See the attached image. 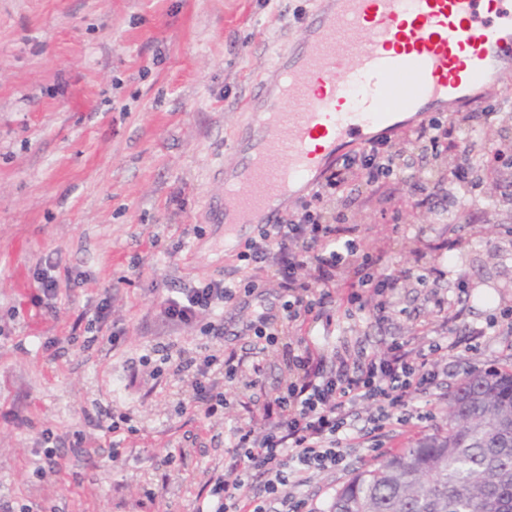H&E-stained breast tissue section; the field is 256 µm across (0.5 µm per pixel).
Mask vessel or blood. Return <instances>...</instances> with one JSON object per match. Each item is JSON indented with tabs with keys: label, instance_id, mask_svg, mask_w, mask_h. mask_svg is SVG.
I'll return each instance as SVG.
<instances>
[{
	"label": "vessel or blood",
	"instance_id": "b4317fda",
	"mask_svg": "<svg viewBox=\"0 0 512 512\" xmlns=\"http://www.w3.org/2000/svg\"><path fill=\"white\" fill-rule=\"evenodd\" d=\"M505 28L512 0H317L249 96L216 222L279 223L283 198L343 145H367L366 128L405 111L428 117L452 97L473 103L488 72L512 67L497 38ZM286 102L302 108L283 112Z\"/></svg>",
	"mask_w": 512,
	"mask_h": 512
}]
</instances>
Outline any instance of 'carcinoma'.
Listing matches in <instances>:
<instances>
[{
	"mask_svg": "<svg viewBox=\"0 0 512 512\" xmlns=\"http://www.w3.org/2000/svg\"><path fill=\"white\" fill-rule=\"evenodd\" d=\"M329 512H512V369L466 374L434 433L355 473Z\"/></svg>",
	"mask_w": 512,
	"mask_h": 512,
	"instance_id": "cac0c4a2",
	"label": "carcinoma"
}]
</instances>
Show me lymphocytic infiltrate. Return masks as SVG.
Returning <instances> with one entry per match:
<instances>
[{
    "mask_svg": "<svg viewBox=\"0 0 512 512\" xmlns=\"http://www.w3.org/2000/svg\"><path fill=\"white\" fill-rule=\"evenodd\" d=\"M406 137L429 143L436 153L452 149L464 156L465 164L448 171V181L455 185L467 182L475 167L493 153L485 141L461 136L455 127L434 117L411 128ZM399 165L385 139L344 155L326 169L310 198L300 199L280 223L260 225L257 235L246 241L241 258L250 265L248 275L184 286L162 300V316L177 326H201L204 335L220 339L223 324H199L201 314L240 303L257 289L276 288L280 314L263 307L253 311L247 324L253 333L248 351L261 354L273 343L277 322L298 328L310 321L333 323V292L341 270L351 275L347 315L369 304L376 312H385L397 288L413 277V270L381 272L382 257L365 252L356 240L341 239L324 205L351 186L377 184ZM458 346V341L445 337L431 340L424 351L396 340L380 355L308 346L289 353L288 382L252 410L247 426L234 430V462L227 472L213 477L205 512H307V500L294 496L293 488L341 467L344 449L369 435L410 428V406L418 397L440 389L439 360ZM179 367L192 370L193 401L209 417L225 404L220 379H236L246 368L247 385L254 388L262 372L260 364L245 366L233 352L224 358L213 354L187 358ZM360 405L371 409L367 421H360L355 412ZM258 474L265 481L262 491L254 493L250 486Z\"/></svg>",
    "mask_w": 512,
    "mask_h": 512,
    "instance_id": "1",
    "label": "lymphocytic infiltrate"
}]
</instances>
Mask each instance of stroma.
Masks as SVG:
<instances>
[{
  "mask_svg": "<svg viewBox=\"0 0 512 512\" xmlns=\"http://www.w3.org/2000/svg\"><path fill=\"white\" fill-rule=\"evenodd\" d=\"M315 0H0V503L11 512H198L213 476L232 462V429L247 406L290 376L285 353L303 333L280 324L258 355L262 390L224 383L228 404L193 411L191 375L163 361L160 346L244 354L251 306L228 305L224 338L168 324L159 304L183 285L220 278L257 233L226 234L205 211L221 195L218 169L234 163L244 106L278 51L301 37ZM433 206L408 201L405 171L377 189L359 186L328 203L347 235L382 253L388 269L441 264L464 274L407 283L384 314L337 315V350L377 353L396 339L414 346L449 335L442 416L465 373L512 367V336L474 337L512 306V168L483 180L493 205L452 206L447 185L427 180ZM454 240L453 250L431 251ZM57 265L64 285L52 308L39 304L33 271ZM110 295L107 319L96 307ZM455 299L458 319L433 310ZM120 332L110 343L112 332ZM64 344L49 360L42 344ZM124 415L135 434L113 445L107 427ZM53 443H45L46 433ZM181 457L170 466L168 452ZM59 473H42L47 454ZM346 451V466L314 476L296 493L327 512L337 490L378 457Z\"/></svg>",
  "mask_w": 512,
  "mask_h": 512,
  "instance_id": "1",
  "label": "stroma"
}]
</instances>
